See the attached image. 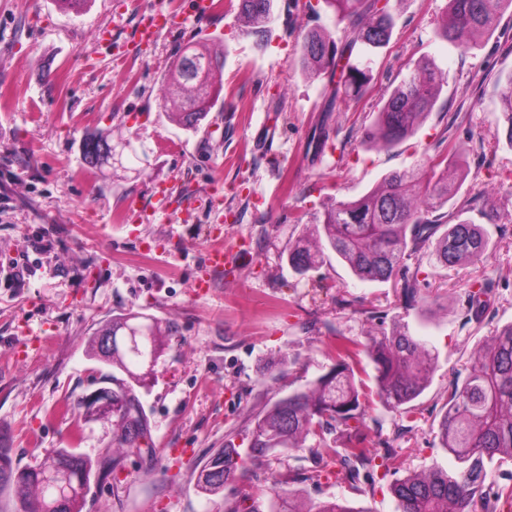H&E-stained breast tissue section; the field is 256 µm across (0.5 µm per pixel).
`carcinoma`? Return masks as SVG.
Returning a JSON list of instances; mask_svg holds the SVG:
<instances>
[{
  "label": "carcinoma",
  "instance_id": "carcinoma-1",
  "mask_svg": "<svg viewBox=\"0 0 512 512\" xmlns=\"http://www.w3.org/2000/svg\"><path fill=\"white\" fill-rule=\"evenodd\" d=\"M274 2L239 0V16L246 20L239 35L264 43L275 21ZM323 3L333 10L341 36L335 39L318 26L304 31L301 68L327 81L331 99L358 102L370 89L373 57L390 42L396 24L394 4L392 0ZM509 7L512 0H448L438 36L467 54L479 38L494 31L502 11ZM223 68V56L185 47L164 75L165 83L179 87L183 95L164 97L158 111L183 129L196 130L220 95L215 78ZM447 83L446 72L433 60L422 57L408 63L397 74L391 92L379 102L362 144L391 148L413 136L433 112ZM495 104L496 127L512 148V75L498 83ZM115 150L107 138L88 135L82 144L83 163L100 167L115 158ZM458 154L455 145L444 156L425 153L412 168L385 176L365 194L335 201L325 210L322 223L304 225L288 253L289 266L304 276L318 270L333 252L361 282L385 283L401 277L402 308L407 312L417 309L426 297L407 260L419 257L425 245L432 246L437 265L446 268L479 264L489 251L484 227L461 218L476 199L459 205L453 202L452 187L466 177L465 169L448 162V157ZM471 287L475 291L467 294L466 316L478 318L489 308L493 281L476 280ZM105 330L112 332L110 365L125 374L112 377V407L105 410L112 421L116 451L93 458L58 448L38 465L21 467L0 439V498L13 489L29 505L28 512H82L91 478L110 477L118 484L126 457L153 459L155 443L138 388L155 375L163 354L160 322L128 313L113 318ZM363 349L374 363L371 377L357 369L355 359ZM331 360L325 373L258 415L248 443L249 458L259 460L303 448L310 441L316 456L305 479L317 482L330 465L339 462L347 478L355 481L372 461L369 440L360 430L370 397L377 395L401 421L415 422L412 402L427 388L438 356L425 339L408 330L383 329L365 344L339 337ZM437 438L440 447L454 457L456 467L449 472L431 466L395 481L391 492L400 512H497L501 499L512 501V470L503 473L510 482L505 489L485 483L486 463L496 460L502 466L512 465V322L487 337L471 357L465 375L450 382ZM240 459L235 448L216 451L200 472L221 466L223 482L199 479L198 491L206 496L220 494L224 483L236 477ZM65 462L67 473L55 479L53 473ZM299 476L291 467L279 474L275 480L279 498L298 495L290 485ZM288 512L361 510L332 497L304 510L290 506Z\"/></svg>",
  "mask_w": 512,
  "mask_h": 512
}]
</instances>
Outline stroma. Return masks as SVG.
I'll return each mask as SVG.
<instances>
[{
  "instance_id": "stroma-1",
  "label": "stroma",
  "mask_w": 512,
  "mask_h": 512,
  "mask_svg": "<svg viewBox=\"0 0 512 512\" xmlns=\"http://www.w3.org/2000/svg\"><path fill=\"white\" fill-rule=\"evenodd\" d=\"M188 2L88 0L77 15L58 0H0V432L23 466L56 448L111 450V421L78 410L112 385V367L91 359L87 343L112 318L144 313L164 331L155 377L140 390L157 458H127L120 488L92 482L83 512H229L247 494L271 512L276 477L309 470L311 449L248 463L210 497L196 487L198 466L217 449L246 450L263 408L328 370L336 335L364 341L401 319L439 353L415 428L373 403L365 426L375 463L358 484L336 465L330 479L299 486L309 503L339 497L364 512H399L391 483L433 464L454 468L436 437L448 384L512 322V148L494 136L495 82L512 73V12L462 55L437 36L446 0H396L370 92L330 108L323 80L299 63V35L335 27L324 7L291 13L277 0L263 46L238 35L235 0L209 23L160 32L124 58L97 39L107 27L132 41L150 10ZM188 44L224 55L223 91L192 133L157 110L163 75ZM426 55L448 72L434 112L395 147H363V128L399 69ZM267 114L277 120L272 155L259 128ZM92 133L131 145L138 161L85 166L81 145ZM452 142L467 162L459 194L478 200L467 217L490 237L483 263L444 269L424 255L418 279L428 302L418 313L403 311L395 282L358 281L336 258L305 277L292 271L290 247L327 204ZM187 197L195 208L181 224L174 207ZM215 238L247 262L229 274L208 268ZM38 239L48 251L29 249ZM12 259L23 278L12 279ZM484 275L494 283L487 315L465 322V292ZM389 450L394 459L380 467Z\"/></svg>"
}]
</instances>
